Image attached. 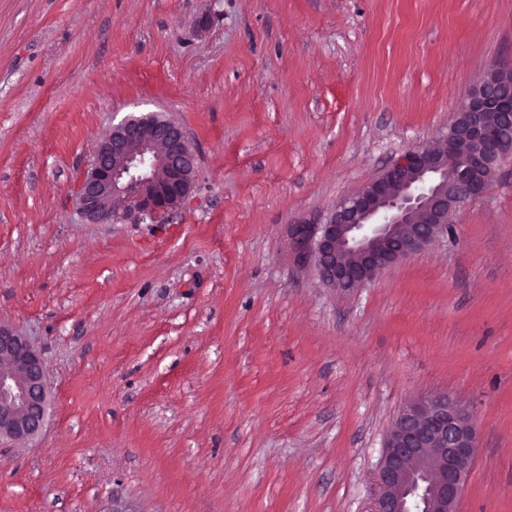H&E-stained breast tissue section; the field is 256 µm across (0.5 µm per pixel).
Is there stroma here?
Instances as JSON below:
<instances>
[{"mask_svg": "<svg viewBox=\"0 0 512 512\" xmlns=\"http://www.w3.org/2000/svg\"><path fill=\"white\" fill-rule=\"evenodd\" d=\"M512 0H0V323L41 351L42 432L0 512H371L399 411L478 426L459 512H512V155L453 231L324 287L295 225L440 137ZM178 122L186 204L90 224L125 116Z\"/></svg>", "mask_w": 512, "mask_h": 512, "instance_id": "1", "label": "stroma"}]
</instances>
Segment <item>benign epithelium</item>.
<instances>
[{
	"instance_id": "7a95c632",
	"label": "benign epithelium",
	"mask_w": 512,
	"mask_h": 512,
	"mask_svg": "<svg viewBox=\"0 0 512 512\" xmlns=\"http://www.w3.org/2000/svg\"><path fill=\"white\" fill-rule=\"evenodd\" d=\"M512 152V60L489 66L448 131L396 159L376 180L296 229L320 282L347 292L448 234L452 213L482 196ZM196 154L183 128L155 112L112 126L80 176L78 211L90 224L157 222L190 196ZM124 202L115 214L112 200ZM41 353L0 323V439L25 442L46 421ZM478 448L470 411L448 395L419 397L388 431L375 512H458Z\"/></svg>"
}]
</instances>
